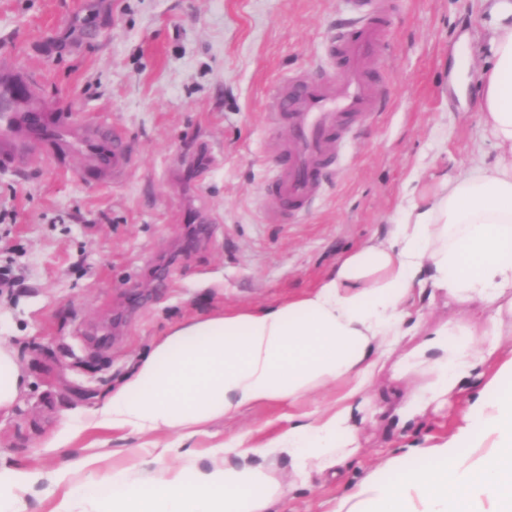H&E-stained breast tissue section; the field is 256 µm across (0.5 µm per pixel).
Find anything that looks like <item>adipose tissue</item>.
<instances>
[{
	"label": "adipose tissue",
	"mask_w": 512,
	"mask_h": 512,
	"mask_svg": "<svg viewBox=\"0 0 512 512\" xmlns=\"http://www.w3.org/2000/svg\"><path fill=\"white\" fill-rule=\"evenodd\" d=\"M485 2L486 64L475 76L453 65L450 85L460 102L475 98L494 162L479 155L463 172L440 176L434 197L413 198L401 211L388 242L360 245L309 292L176 324L87 424L172 433L184 444L247 406L293 404L332 387L330 405L315 416L288 413L261 443L235 434L204 465L168 466L170 444H153L154 477L113 470L65 497L57 512H276L291 483L313 472L339 475L356 453L353 421L390 356L413 380L398 410L406 424L459 399L463 382L489 365L512 374V350L502 345L512 337V0ZM435 291L482 303L488 314L430 332L406 326ZM26 391L13 348L1 343L0 419ZM283 457L285 478L277 475ZM331 512H512V390L467 402L445 441L388 458Z\"/></svg>",
	"instance_id": "1"
}]
</instances>
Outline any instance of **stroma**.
I'll return each mask as SVG.
<instances>
[{
    "label": "stroma",
    "instance_id": "35a3bbf8",
    "mask_svg": "<svg viewBox=\"0 0 512 512\" xmlns=\"http://www.w3.org/2000/svg\"><path fill=\"white\" fill-rule=\"evenodd\" d=\"M344 10L345 0H0V56L39 73L46 108L119 128L139 158L126 179L98 185L51 159L0 168V267L15 279L0 288V342L30 380L0 420L1 467L47 472L94 458L81 486L131 465L146 437L83 423L175 324L311 290L344 254L388 239L411 193L432 191V174L494 157L479 113L449 87L461 37L473 68L485 61L484 0H398L376 61L385 112L347 145L310 213L270 222L267 97L318 63ZM409 388L393 366L377 371L374 411L356 422L359 454L340 477L294 486L280 512H329L391 455L447 436L462 405L404 426L396 410ZM287 411L215 421L168 463H206L238 432L266 440ZM65 420L72 441L45 447Z\"/></svg>",
    "mask_w": 512,
    "mask_h": 512
}]
</instances>
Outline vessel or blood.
Returning a JSON list of instances; mask_svg holds the SVG:
<instances>
[{
    "label": "vessel or blood",
    "instance_id": "obj_1",
    "mask_svg": "<svg viewBox=\"0 0 512 512\" xmlns=\"http://www.w3.org/2000/svg\"><path fill=\"white\" fill-rule=\"evenodd\" d=\"M351 18L326 40L313 70L276 85L266 114L269 126H287L277 173L269 185L276 201L271 220L288 221L310 209L325 188L354 129L381 114L380 70L372 58L387 36L392 0H346ZM38 74L0 58V166L24 152L77 158L80 177L100 184L131 174L136 157L119 131L89 124L77 112H46Z\"/></svg>",
    "mask_w": 512,
    "mask_h": 512
}]
</instances>
